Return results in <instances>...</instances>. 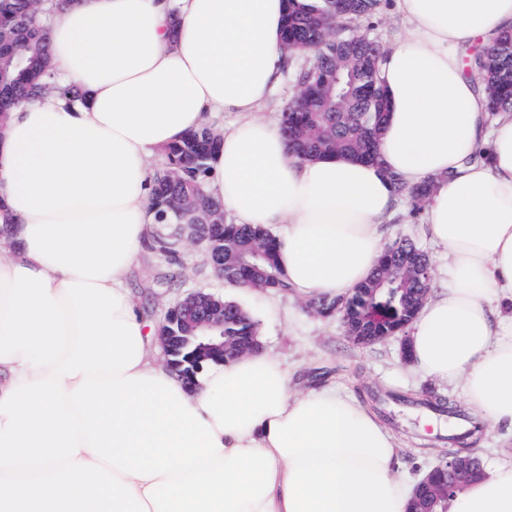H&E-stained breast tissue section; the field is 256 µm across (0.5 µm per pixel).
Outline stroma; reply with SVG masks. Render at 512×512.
<instances>
[{
  "label": "stroma",
  "instance_id": "obj_1",
  "mask_svg": "<svg viewBox=\"0 0 512 512\" xmlns=\"http://www.w3.org/2000/svg\"><path fill=\"white\" fill-rule=\"evenodd\" d=\"M384 238L389 242L408 238L418 243L432 258L433 287L443 286L448 257L427 235L422 210L413 209L410 202H401L396 219L384 227ZM175 248L181 257L175 268V287H153L156 273L166 262L150 249L129 274L128 284L147 321L160 323L168 308L200 288L235 300L254 316L263 347L272 350L288 366L298 388L332 387L376 412L401 438L402 462L409 475L419 476L441 461V450L448 445L447 432L421 433L420 421L429 417L448 423L447 414L433 410L426 400L450 398L464 403L460 386L409 370L400 357L399 340L371 347L356 346L348 339L339 316L321 315L288 293L239 291L213 274L200 247L182 237Z\"/></svg>",
  "mask_w": 512,
  "mask_h": 512
}]
</instances>
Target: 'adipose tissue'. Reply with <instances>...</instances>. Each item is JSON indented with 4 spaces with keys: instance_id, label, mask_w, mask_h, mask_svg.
Segmentation results:
<instances>
[{
    "instance_id": "1",
    "label": "adipose tissue",
    "mask_w": 512,
    "mask_h": 512,
    "mask_svg": "<svg viewBox=\"0 0 512 512\" xmlns=\"http://www.w3.org/2000/svg\"><path fill=\"white\" fill-rule=\"evenodd\" d=\"M52 74L81 95L0 126V512H408L413 483L376 414L301 391L261 349L188 385L156 361L126 277L149 244L150 153L235 114L204 182L234 223L275 231L299 299L367 280L394 179L431 183L445 288L409 330L410 365L462 386L512 436V112L463 72L512 30V0H394L379 159L292 158L260 113L280 84L286 0H43ZM446 512H512V463Z\"/></svg>"
}]
</instances>
